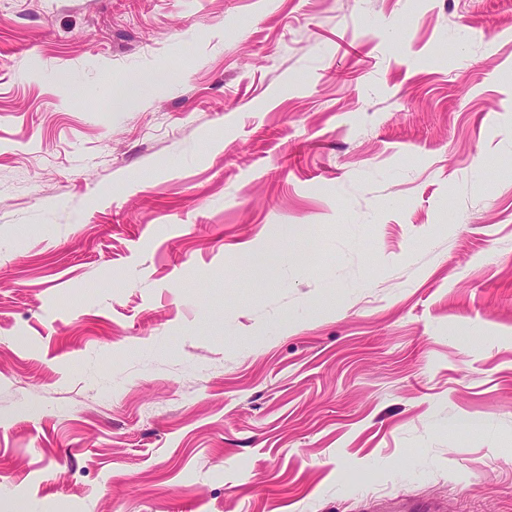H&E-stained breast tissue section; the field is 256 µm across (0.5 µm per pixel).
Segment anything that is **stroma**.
Wrapping results in <instances>:
<instances>
[{
	"label": "stroma",
	"mask_w": 512,
	"mask_h": 512,
	"mask_svg": "<svg viewBox=\"0 0 512 512\" xmlns=\"http://www.w3.org/2000/svg\"><path fill=\"white\" fill-rule=\"evenodd\" d=\"M412 502L512 512V0H0V512Z\"/></svg>",
	"instance_id": "1"
}]
</instances>
